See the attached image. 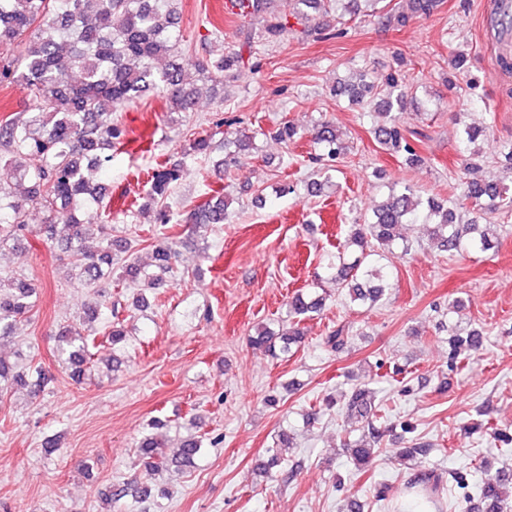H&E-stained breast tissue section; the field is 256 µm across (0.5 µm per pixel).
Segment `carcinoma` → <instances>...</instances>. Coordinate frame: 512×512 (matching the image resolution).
I'll list each match as a JSON object with an SVG mask.
<instances>
[{
	"label": "carcinoma",
	"instance_id": "1",
	"mask_svg": "<svg viewBox=\"0 0 512 512\" xmlns=\"http://www.w3.org/2000/svg\"><path fill=\"white\" fill-rule=\"evenodd\" d=\"M173 0H0V84H19L37 103L25 112L0 124V168L7 173L0 180V242L18 241L28 231L26 206L36 204L47 212L44 233L68 252L71 270L84 285L98 287L112 274V252L128 250L122 238L107 237L96 251L85 248L87 229L102 222L106 187L92 184L85 168H101L112 162L108 151L122 145L124 130L112 119L114 112L148 91L160 90L176 112H192L205 85L217 82L224 72L254 70L245 64L244 51L252 50L250 38L239 49L224 50L218 38L205 43V57L194 64L201 84L187 81L178 54L179 34L171 7ZM288 31V18L273 16L265 28L267 39H279ZM172 60L159 69L155 63ZM352 100L369 99L381 110L387 122L377 127L379 141L402 162L415 167L423 158L405 138L392 110L401 109L408 91L392 76L386 88L376 91L365 84H350L338 89ZM485 130L466 125L462 130L463 150L475 156V142ZM314 143L329 160L337 159L344 146L336 129L320 124ZM177 166L157 165L150 175L145 197L160 204L158 221L172 223L162 205L175 182ZM465 197L472 204V218L463 222L457 212L433 199L422 202L416 191L406 186L393 191L377 206L374 219L354 224L343 245L324 266L328 279L346 290L350 299L374 305L391 288L387 272L379 265L383 253L400 247L409 251V240L402 233L408 224H426L431 239L450 254L475 248H491L495 225L487 222L507 199L506 191L494 183L472 178L466 182ZM228 219V201L216 195L190 212L184 223L198 227L222 224ZM147 261H128L120 279L143 283L151 288L163 284V275L174 270L178 254L173 238L163 233L149 244ZM12 291L0 294V342L12 334L16 318L29 313L31 284L15 280ZM326 296L317 290L297 291L288 300V327L275 333L259 327L249 336L250 345L271 357L300 346L307 336L305 321L321 312ZM59 341L69 347L68 363L74 374L83 373L91 359L89 338L75 326H62ZM481 341L476 330L455 335L449 340L450 359L457 360ZM346 417L362 422L367 435L351 445L357 475L366 473L379 450L380 428L375 422L387 418L374 404L370 391L359 388L343 399ZM195 433L181 441L178 455L191 464L200 455L207 438L197 416L190 417ZM154 431L145 434L138 445L139 461L149 471L166 468L165 433L168 424L156 420ZM512 491V473L484 466L478 493L485 512H499L505 490Z\"/></svg>",
	"mask_w": 512,
	"mask_h": 512
}]
</instances>
